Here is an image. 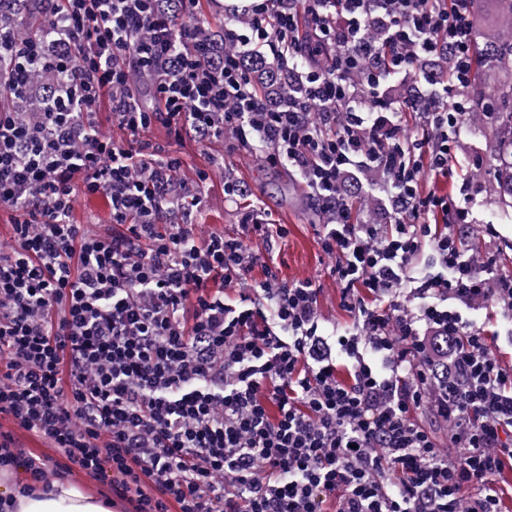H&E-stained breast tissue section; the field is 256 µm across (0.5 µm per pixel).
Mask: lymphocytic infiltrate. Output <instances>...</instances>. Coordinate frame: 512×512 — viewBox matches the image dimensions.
Listing matches in <instances>:
<instances>
[{
    "label": "lymphocytic infiltrate",
    "mask_w": 512,
    "mask_h": 512,
    "mask_svg": "<svg viewBox=\"0 0 512 512\" xmlns=\"http://www.w3.org/2000/svg\"><path fill=\"white\" fill-rule=\"evenodd\" d=\"M47 31L0 26V208L15 245L0 254V414L50 439L53 463L0 433V468L23 469L20 493L50 491L73 471L99 481L119 512H501L496 477L512 465V367L462 308L493 300L512 316V275L486 278L494 257L469 256L467 211L423 193L447 176L470 110L477 0H277L273 21L233 32L240 48L288 67L301 97L270 106L236 52L201 66L181 18L158 0H46ZM377 21L383 49L365 34ZM447 54L452 99H391L380 89L414 58ZM58 81L36 92L32 73ZM152 77V102L128 92ZM113 92L127 143L99 136ZM412 112L416 133L377 114ZM207 141L231 133L288 163L327 221L322 250L345 333L318 315L312 280L264 282L236 299L259 257L244 216L236 236L200 239L165 218L202 202L170 191L176 158L156 159V126ZM385 175L389 224L352 223L341 192L355 168ZM105 194L112 230L71 223L77 193ZM431 249L440 267L418 274ZM412 284L416 307L398 300ZM431 403L456 456L413 420ZM472 488L462 501L459 493Z\"/></svg>",
    "instance_id": "1"
}]
</instances>
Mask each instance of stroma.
Instances as JSON below:
<instances>
[{"instance_id": "35a3bbf8", "label": "stroma", "mask_w": 512, "mask_h": 512, "mask_svg": "<svg viewBox=\"0 0 512 512\" xmlns=\"http://www.w3.org/2000/svg\"><path fill=\"white\" fill-rule=\"evenodd\" d=\"M495 127L493 116H467L465 127L451 162L453 173L448 178H425L426 193L450 195L469 211L470 239L480 250L492 251L495 263L491 276L512 274V218L505 216L493 183V161L490 134ZM160 157H176L181 167L174 180L194 185L200 173L208 179L202 203L191 213V223L200 227V237L213 233L237 235L244 214H252L261 223L283 227L286 237L264 240L249 239V247L269 263L283 279H312L320 286L319 314L329 324L341 328L352 325L351 318L340 306L339 290L330 272L336 260L325 254L319 245L323 218L315 209L309 188L287 165L267 162L264 153L237 145L232 135L212 142L198 141L193 135L182 139L169 137L165 128H153L149 134ZM481 159V176L472 189L461 184L471 169L472 159ZM232 180L245 187L237 197L224 192L225 181ZM500 215L499 223H491V215ZM70 219L90 230L102 232L111 222L110 205L105 196L77 194ZM494 226V235H487V226ZM465 315L486 334L495 339L494 350L503 364H512V318L499 306L482 302Z\"/></svg>"}]
</instances>
